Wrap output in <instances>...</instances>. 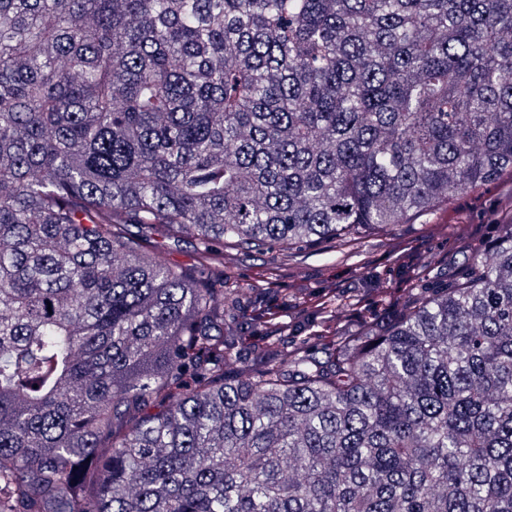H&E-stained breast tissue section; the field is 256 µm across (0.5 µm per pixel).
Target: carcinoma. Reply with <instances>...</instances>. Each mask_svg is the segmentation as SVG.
Listing matches in <instances>:
<instances>
[{
  "label": "carcinoma",
  "instance_id": "carcinoma-1",
  "mask_svg": "<svg viewBox=\"0 0 512 512\" xmlns=\"http://www.w3.org/2000/svg\"><path fill=\"white\" fill-rule=\"evenodd\" d=\"M510 33L512 0H0V512H512V223L239 379L206 274L512 173ZM153 236L150 240H153ZM151 244L161 253L164 259L171 265L188 267L194 264V246L188 239L170 237L166 239H154Z\"/></svg>",
  "mask_w": 512,
  "mask_h": 512
}]
</instances>
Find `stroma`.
Returning a JSON list of instances; mask_svg holds the SVG:
<instances>
[{"label":"stroma","mask_w":512,"mask_h":512,"mask_svg":"<svg viewBox=\"0 0 512 512\" xmlns=\"http://www.w3.org/2000/svg\"><path fill=\"white\" fill-rule=\"evenodd\" d=\"M512 184L501 182L456 197L450 207L377 232L360 243L323 242L248 252L224 245V335L236 349L224 372L241 376L264 362L265 342L244 332L255 300L273 302L293 293L282 310L288 330L281 344L307 339L314 353L337 336L358 334L402 311L427 292L453 287L470 256L499 234L500 204Z\"/></svg>","instance_id":"obj_1"}]
</instances>
